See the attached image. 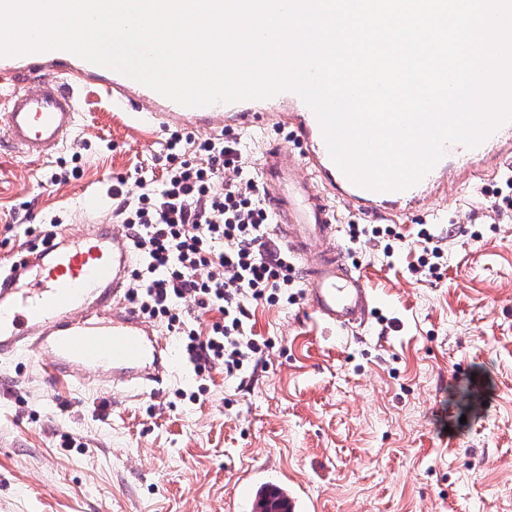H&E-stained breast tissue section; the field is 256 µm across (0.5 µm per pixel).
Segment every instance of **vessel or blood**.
<instances>
[{
	"label": "vessel or blood",
	"mask_w": 512,
	"mask_h": 512,
	"mask_svg": "<svg viewBox=\"0 0 512 512\" xmlns=\"http://www.w3.org/2000/svg\"><path fill=\"white\" fill-rule=\"evenodd\" d=\"M106 95L128 120L157 129L175 124L232 131L276 124L301 146L291 159L284 146L262 141L258 167L274 214L272 232L299 263L315 321L352 330L368 322L375 303L362 272L352 267L338 236L339 208L375 221L428 213L432 196L467 175L474 160L497 175L512 166V142L502 124L480 145L450 143L415 186L377 192L351 182L332 161L321 124L292 91L253 99L248 109L219 102L186 107L112 69L61 49L0 55V149L41 161L72 141L88 87ZM81 211L91 231L78 239L50 237L38 252L0 272V359L31 356L50 383L93 381L112 392H160L173 365L170 345L126 299L135 257L123 225L101 221L98 192H87Z\"/></svg>",
	"instance_id": "vessel-or-blood-1"
}]
</instances>
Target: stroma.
<instances>
[{
    "mask_svg": "<svg viewBox=\"0 0 512 512\" xmlns=\"http://www.w3.org/2000/svg\"><path fill=\"white\" fill-rule=\"evenodd\" d=\"M167 131L122 122L84 93L70 147L37 164L0 153V265L31 237L20 225L58 219L88 230L79 197L150 170ZM70 182L44 184L58 163ZM504 176L466 183L434 214L399 222L382 243L344 242L378 298L366 327L333 331L293 303L257 307L273 347L250 378L213 373L203 402L178 362L159 393L111 395L53 386L27 356L0 362V512H225L264 483L304 487L302 512H512V205ZM445 249L442 279L416 270L417 233ZM77 439L61 445L63 435Z\"/></svg>",
    "mask_w": 512,
    "mask_h": 512,
    "instance_id": "1",
    "label": "stroma"
}]
</instances>
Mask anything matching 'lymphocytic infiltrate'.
Masks as SVG:
<instances>
[{"label":"lymphocytic infiltrate","mask_w":512,"mask_h":512,"mask_svg":"<svg viewBox=\"0 0 512 512\" xmlns=\"http://www.w3.org/2000/svg\"><path fill=\"white\" fill-rule=\"evenodd\" d=\"M153 172L109 188L138 258L126 297L180 339L207 393L213 371L244 377L270 349L249 326L250 310L288 302L297 272L272 244L274 218L237 136L171 132Z\"/></svg>","instance_id":"lymphocytic-infiltrate-1"}]
</instances>
